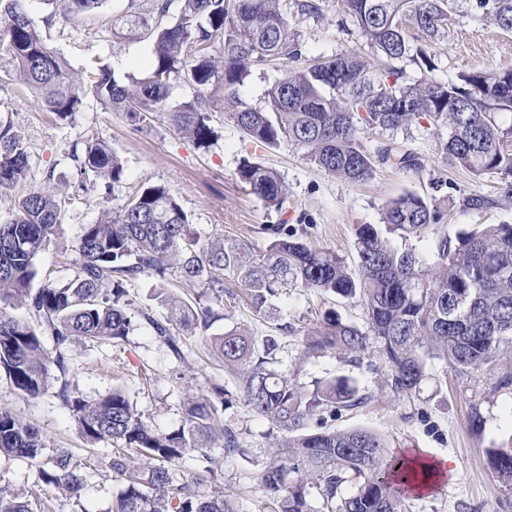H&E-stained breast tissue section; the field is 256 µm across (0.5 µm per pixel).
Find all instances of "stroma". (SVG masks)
Segmentation results:
<instances>
[{
  "label": "stroma",
  "instance_id": "1",
  "mask_svg": "<svg viewBox=\"0 0 512 512\" xmlns=\"http://www.w3.org/2000/svg\"><path fill=\"white\" fill-rule=\"evenodd\" d=\"M338 20L336 0H323L321 17L300 24L310 55L354 49L366 61L375 62L359 29H341ZM45 34L49 46L77 71L93 59L110 65L119 75L140 72L148 63V43L115 44L111 28L101 18L59 20ZM435 49L439 56L435 76L443 81L470 70L512 68V33L478 22L464 9L452 15L448 33ZM7 120L25 136L32 183L53 171L71 198L63 243L50 246L36 258L40 275L60 283L73 279L77 272L71 246L82 225L95 222L103 210L117 207L121 199L148 183L166 185L202 237L246 241L261 250L266 244L263 225L285 218L305 228L306 240L313 247L334 252L351 266L357 261L359 225L379 223L386 200L406 192L429 197L440 190L457 198L496 193L495 177L477 178L446 162L436 149L435 131L417 125L406 131H367L362 140L370 149L388 143L418 152L421 170L383 166L367 183L350 184L318 170L290 142L266 150L243 140L234 124L221 116L214 122L219 138L207 149L185 138L165 113H150L139 126L125 113L102 111L89 96L72 122H55L32 94L16 84L8 69L0 67V121ZM86 135L107 141L125 163L126 178L112 193L84 190L74 174L68 152ZM246 155L259 157L282 175L294 205L288 216L265 208L241 188L236 169ZM155 286V279L147 275L127 282L132 320L128 336L115 343L83 339L70 344L65 350L69 361L65 381L87 397L123 387L145 423L163 434L182 425L192 401L212 394L214 387H223L224 421L240 430L244 452L221 459L218 480L226 493L237 498L241 512H271L256 476L270 448L281 440L282 431L250 411L235 380L198 337H183V356L178 359L152 335L140 313L149 308L163 315ZM224 288L227 314L215 318L212 332L241 327L259 341L275 338L288 366L299 358L304 332L328 309H335L347 322L365 323L363 309L354 299L292 288L273 309L257 315L235 297L232 278H225ZM332 377L348 378L369 399L352 410L321 412L319 423L336 430L376 432L394 454L422 451L434 460L447 459L449 474L431 490L413 495L407 504L409 512H512V494L504 493L487 456L488 449L512 445V350L466 373L432 361L419 390L410 395L393 392L387 367L372 353L355 362L334 352L309 358L299 379L309 386ZM0 408L38 427L48 448L72 450L85 495L79 502L53 491L33 495L36 469L7 455L0 457V486L30 492L31 512H78L82 507L87 512H111L121 488L108 464L111 449L85 443L56 388L31 398L15 393L1 375Z\"/></svg>",
  "mask_w": 512,
  "mask_h": 512
}]
</instances>
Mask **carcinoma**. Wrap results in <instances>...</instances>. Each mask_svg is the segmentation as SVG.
<instances>
[{"instance_id": "carcinoma-1", "label": "carcinoma", "mask_w": 512, "mask_h": 512, "mask_svg": "<svg viewBox=\"0 0 512 512\" xmlns=\"http://www.w3.org/2000/svg\"><path fill=\"white\" fill-rule=\"evenodd\" d=\"M44 2L51 7L49 26L57 18L95 17L105 0ZM124 2L110 18L112 38L149 42L148 69L140 74L120 78L100 61L73 72L48 46L26 0H0V63L58 121H73L81 96L89 94L103 110L124 112L135 122L164 112L205 149L218 138L213 117L222 113L251 142L274 149L287 140L316 167L350 183L371 179L380 166L422 167L413 150H369L364 131H397L423 121L444 126L448 137L438 140V152L476 177H497V196L457 200L407 192L387 201L381 223L358 227L352 270L286 221L265 226L263 251L245 242L203 240L168 188L149 184L82 225L72 246L77 275L60 284L38 278L35 259L62 235L70 197L52 170L41 184L26 187L31 154L20 132L1 122L0 198L25 186L11 199L10 219L0 224V374L13 390L32 397L47 390L54 372L67 371L62 348L78 338L124 339L131 318L123 282L140 274L157 280V299L167 309L162 317L147 311L141 317L179 359L182 337L209 329L213 310L173 293L172 274L207 298L228 275L258 314L290 288L358 299L365 327L330 309L307 329L301 358L329 350L353 358L372 352L389 368L397 393L419 389L431 360L474 371L512 348V224H479L452 236L444 229L431 258L392 241L438 229L456 206L479 210L512 201V69L473 70L446 82L434 77L437 58L428 46L445 36L460 0H339L340 26H357L379 58L376 66L354 50L307 57L291 22L319 18L322 0H180L176 15L170 0ZM469 6L478 20L512 32V0H471ZM405 59L420 69V78L407 79L399 66ZM272 62L283 65L284 74L266 89L264 104L253 106L242 95L251 68ZM178 86L191 96L171 106ZM70 156L81 185L111 191L123 184L125 165L107 142L87 137ZM236 179L268 209L288 212V185L276 169L246 156ZM19 308L25 316L14 314ZM205 342L222 356L251 410L288 433L258 474L274 512H408L405 491L426 473L398 467L400 457L368 429L309 426L325 409L350 410L366 401L348 379L318 381L308 390L279 368L276 339L258 345L236 327ZM58 396L88 445L111 446L112 471L122 482L113 512H240L217 485L212 454L216 448L243 452L241 433L219 412L224 387L192 403L182 426L168 434L149 427L119 386L88 398L65 383ZM46 448L36 426L0 408V453L36 467V487L81 500L84 481L72 452L55 449L46 468ZM189 453L202 466L175 477L172 466ZM488 461L512 493V448L489 449ZM0 512L30 510L21 495L0 487Z\"/></svg>"}]
</instances>
